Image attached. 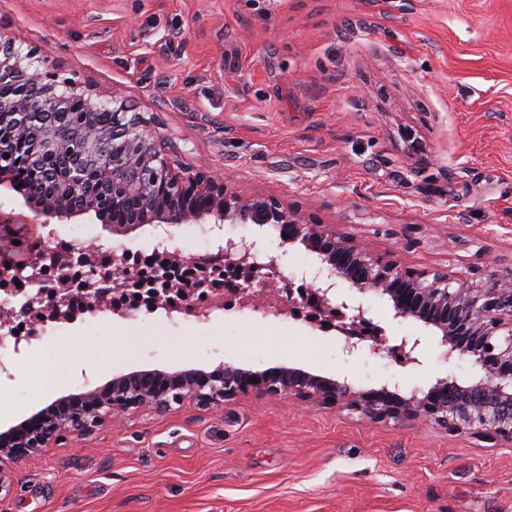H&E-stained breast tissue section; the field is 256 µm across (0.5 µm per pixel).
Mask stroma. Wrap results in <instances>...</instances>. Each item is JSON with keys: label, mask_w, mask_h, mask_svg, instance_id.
<instances>
[{"label": "stroma", "mask_w": 512, "mask_h": 512, "mask_svg": "<svg viewBox=\"0 0 512 512\" xmlns=\"http://www.w3.org/2000/svg\"><path fill=\"white\" fill-rule=\"evenodd\" d=\"M0 35L37 48L44 72L119 95L172 159L239 194L344 225L413 269L479 280L512 267V0H0ZM49 229L58 244L155 245L148 225ZM0 360V431L46 407L42 368L60 397L224 362L359 388L475 373L431 337L404 368L236 302L205 323L145 311L59 323ZM0 512H512V443L285 399L188 400L48 449Z\"/></svg>", "instance_id": "obj_1"}]
</instances>
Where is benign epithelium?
I'll list each match as a JSON object with an SVG mask.
<instances>
[{
  "label": "benign epithelium",
  "instance_id": "benign-epithelium-1",
  "mask_svg": "<svg viewBox=\"0 0 512 512\" xmlns=\"http://www.w3.org/2000/svg\"><path fill=\"white\" fill-rule=\"evenodd\" d=\"M12 81L15 93L0 98V127L26 131L33 125L47 128L43 139L49 152L66 154L70 171L63 183L43 194L27 192L29 221L42 228L51 221L92 214L115 236H128L151 224L160 230L155 252L167 263L157 269L155 301L149 312L173 308L163 301L173 291L170 266L187 262L210 267L215 258L236 269L239 277L217 290L206 281L179 288L186 302L179 313L207 321L224 309V298L239 297L249 303L258 296L256 286H268L279 276L288 249L301 246L315 255L324 278L301 285L288 282L278 292L288 295V313L324 332H332L342 350L353 355L364 347L391 353L404 366H419L422 336H400L389 344L385 329L374 322L364 297L387 299L395 319H411L439 338L452 362L467 356L479 375L460 382L439 378L427 388L402 393L383 384L357 389L346 378H333L302 368L280 365L263 372L222 364L212 371L189 369L169 373L160 369L118 375L106 384L56 399L16 426L0 432V499L14 490L3 467L20 472L35 457L59 441L83 439L98 427L131 414L148 411L166 415L190 399L209 409L235 402L242 395L257 400L270 397L309 403L323 408H343L372 422H405L424 418L450 432L472 431L512 442V270L502 278L463 282L449 269L414 270L392 253H377L352 233L334 225L316 224L280 201L255 194L242 196L229 189L226 179L202 170L171 166L147 121L117 98L102 101L90 90L66 80L59 82L41 70L40 57L25 47L0 37V80ZM80 101L85 111H106L112 123L104 130L72 135L62 119L65 104ZM94 179L105 195H88L84 185ZM121 210L120 223L110 212ZM183 224L208 225L215 234V252L205 258H185L171 249L170 228ZM226 224H253L278 239L275 250L265 249L256 238L224 234ZM102 247L82 244L62 253L50 239L38 236L21 255L0 250V282L32 279L45 267L57 273L55 283L19 306L0 305V328L15 321L64 320L75 300L69 272L80 269L84 288L80 299L86 309L97 310L104 295L129 289L134 275L126 252L112 250V267L101 264ZM348 291H341L340 284Z\"/></svg>",
  "mask_w": 512,
  "mask_h": 512
}]
</instances>
